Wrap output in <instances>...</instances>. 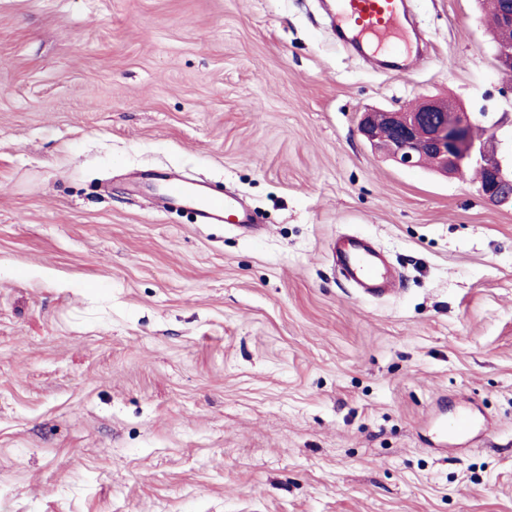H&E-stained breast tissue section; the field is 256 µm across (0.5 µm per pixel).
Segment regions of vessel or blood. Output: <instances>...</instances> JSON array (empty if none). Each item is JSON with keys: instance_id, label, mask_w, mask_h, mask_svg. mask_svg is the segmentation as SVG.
Here are the masks:
<instances>
[{"instance_id": "vessel-or-blood-1", "label": "vessel or blood", "mask_w": 512, "mask_h": 512, "mask_svg": "<svg viewBox=\"0 0 512 512\" xmlns=\"http://www.w3.org/2000/svg\"><path fill=\"white\" fill-rule=\"evenodd\" d=\"M402 7V0H338L336 25L375 52L385 43L403 39ZM163 182L169 196L187 201L198 223L229 222L243 231H255L252 214L235 195L170 176L164 177ZM333 253L342 275L356 288L371 295L393 289V270L366 241L338 239Z\"/></svg>"}]
</instances>
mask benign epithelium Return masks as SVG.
I'll use <instances>...</instances> for the list:
<instances>
[{"label": "benign epithelium", "mask_w": 512, "mask_h": 512, "mask_svg": "<svg viewBox=\"0 0 512 512\" xmlns=\"http://www.w3.org/2000/svg\"><path fill=\"white\" fill-rule=\"evenodd\" d=\"M499 28L512 30V0H499ZM500 71L512 73V41L496 42ZM358 131L382 156L400 166L418 167L433 160L444 173L467 167L482 171L479 194L497 205H512V170L497 158V126L462 107L428 98L408 110L361 113Z\"/></svg>", "instance_id": "7a95c632"}]
</instances>
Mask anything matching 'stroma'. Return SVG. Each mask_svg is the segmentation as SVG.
<instances>
[{
    "label": "stroma",
    "mask_w": 512,
    "mask_h": 512,
    "mask_svg": "<svg viewBox=\"0 0 512 512\" xmlns=\"http://www.w3.org/2000/svg\"><path fill=\"white\" fill-rule=\"evenodd\" d=\"M490 3L414 0L406 75L319 0H0V512H512V207L358 132L450 99L512 168ZM160 167L263 234L150 207ZM333 253L342 275L356 288L371 295H382L393 289L396 275L363 239H338Z\"/></svg>",
    "instance_id": "35a3bbf8"
}]
</instances>
